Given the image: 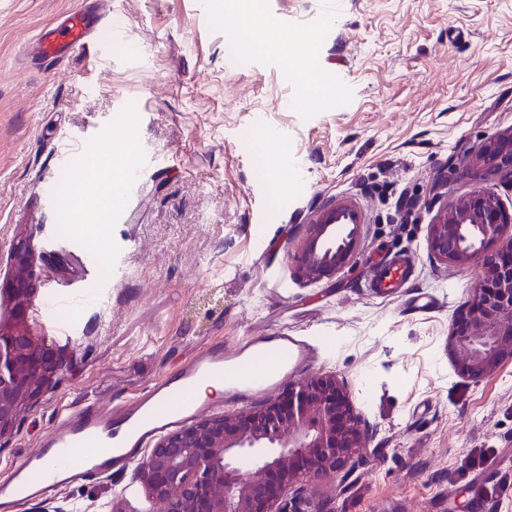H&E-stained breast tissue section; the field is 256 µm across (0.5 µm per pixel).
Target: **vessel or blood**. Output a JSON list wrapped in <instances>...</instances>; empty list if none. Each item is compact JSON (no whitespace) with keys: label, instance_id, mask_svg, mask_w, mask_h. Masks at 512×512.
Returning a JSON list of instances; mask_svg holds the SVG:
<instances>
[{"label":"vessel or blood","instance_id":"b4317fda","mask_svg":"<svg viewBox=\"0 0 512 512\" xmlns=\"http://www.w3.org/2000/svg\"><path fill=\"white\" fill-rule=\"evenodd\" d=\"M110 23V18L84 8L70 10L39 34L38 53L48 61L90 47L108 54L112 37L102 29ZM409 270L408 256H395L377 268L368 286L380 294L394 292L407 284ZM273 349L278 357L265 365L254 364L257 351L247 345L231 352L206 350L177 376L155 384L120 411L96 403L64 407L55 428L0 483V512H14L19 503L53 488L132 462L153 437L209 409V401L194 393L198 379L220 376L230 395L254 397L277 388L316 355L301 337L285 334L275 336Z\"/></svg>","mask_w":512,"mask_h":512}]
</instances>
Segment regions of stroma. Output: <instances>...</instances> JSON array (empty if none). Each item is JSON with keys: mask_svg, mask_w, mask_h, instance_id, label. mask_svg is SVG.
<instances>
[{"mask_svg": "<svg viewBox=\"0 0 512 512\" xmlns=\"http://www.w3.org/2000/svg\"><path fill=\"white\" fill-rule=\"evenodd\" d=\"M77 2L0 0V324H15L2 290L27 234L41 282L24 327L68 363L0 437V479L63 407L123 406L207 348L286 331L316 348L311 374L347 379L371 436L349 485L308 497L333 512H512V361L476 384L458 374L448 334L480 269L427 243L445 196L474 188L456 164L512 131V0H105L110 56H28ZM62 141L101 170L134 146L122 213L103 180L77 188L94 212L49 206ZM338 200L363 211L356 246L306 280L308 225ZM400 253L408 287L371 292ZM420 294L433 307L412 308ZM46 497L160 512L130 465Z\"/></svg>", "mask_w": 512, "mask_h": 512, "instance_id": "35a3bbf8", "label": "stroma"}]
</instances>
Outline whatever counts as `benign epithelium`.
I'll list each match as a JSON object with an SVG mask.
<instances>
[{"instance_id": "1", "label": "benign epithelium", "mask_w": 512, "mask_h": 512, "mask_svg": "<svg viewBox=\"0 0 512 512\" xmlns=\"http://www.w3.org/2000/svg\"><path fill=\"white\" fill-rule=\"evenodd\" d=\"M456 176L476 187L443 201L428 225V246L441 261L481 268L448 336L457 372L478 383L512 359V238L502 240L512 214L483 186L493 177L512 179V131L461 160ZM335 219L333 209L324 223L309 225L299 259L308 280L334 276L356 245L359 225ZM11 257L17 272L8 292L25 311L39 283L28 237L16 239ZM64 368L52 347L0 325V435ZM361 421L347 382L324 372L297 380L275 399L164 435L134 475L164 512H307L306 486L330 473L342 484L352 476L350 462L370 442Z\"/></svg>"}]
</instances>
